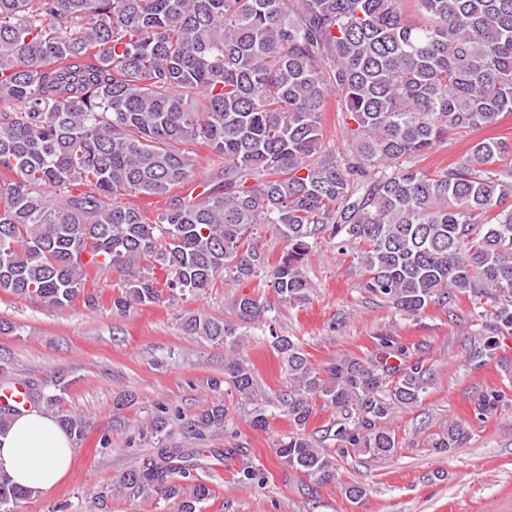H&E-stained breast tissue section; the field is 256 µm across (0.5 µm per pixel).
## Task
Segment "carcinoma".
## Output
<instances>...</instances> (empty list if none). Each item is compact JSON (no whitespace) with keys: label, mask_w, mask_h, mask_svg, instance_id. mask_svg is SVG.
I'll use <instances>...</instances> for the list:
<instances>
[{"label":"carcinoma","mask_w":512,"mask_h":512,"mask_svg":"<svg viewBox=\"0 0 512 512\" xmlns=\"http://www.w3.org/2000/svg\"><path fill=\"white\" fill-rule=\"evenodd\" d=\"M331 92L355 124L343 156L325 146ZM511 113L512 0H0V291L53 306L82 294L93 307L94 267L126 276L112 298L120 312L203 295L220 276L259 278L303 303L309 255L328 239L356 246L364 288L401 314L486 298L488 325L512 331V141L479 138L451 167L417 166L448 135ZM198 142L224 157L221 175L200 184ZM130 197L166 206L153 218ZM260 224L286 241L273 263L258 247ZM267 312L240 295L235 320L197 313L181 328L224 344L223 382L246 400L255 372L240 348L251 328L282 355L290 389L276 402L296 430L277 456L330 482L339 458L393 455L400 441L388 423L421 402L432 369H317ZM65 387L32 382L28 396L52 407ZM499 399L479 397L478 415ZM319 404L336 410L335 448L305 433ZM172 422L198 439L233 427L221 402L187 422L159 406L152 456L115 486L201 512L213 494L201 479L207 457L244 451L172 448ZM59 423L84 439L80 417L62 412ZM467 440L450 422L431 447ZM265 479L253 465L238 470L242 485ZM32 494L0 473V512Z\"/></svg>","instance_id":"obj_1"}]
</instances>
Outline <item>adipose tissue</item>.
Segmentation results:
<instances>
[{
    "label": "adipose tissue",
    "instance_id": "1",
    "mask_svg": "<svg viewBox=\"0 0 512 512\" xmlns=\"http://www.w3.org/2000/svg\"><path fill=\"white\" fill-rule=\"evenodd\" d=\"M74 449L57 419L33 408L0 433V472L17 485L46 492L67 473Z\"/></svg>",
    "mask_w": 512,
    "mask_h": 512
}]
</instances>
